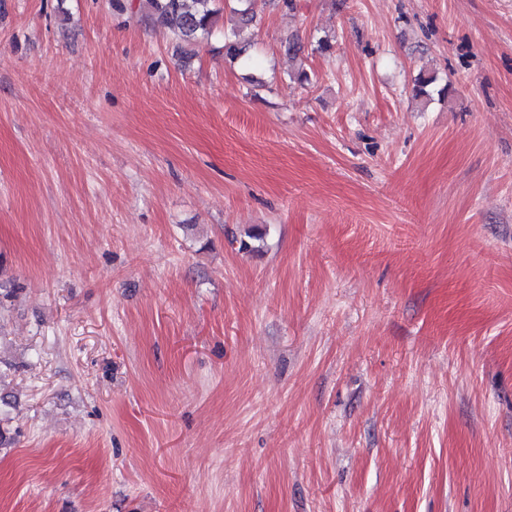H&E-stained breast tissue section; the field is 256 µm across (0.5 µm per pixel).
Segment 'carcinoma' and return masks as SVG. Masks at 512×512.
<instances>
[{"label":"carcinoma","mask_w":512,"mask_h":512,"mask_svg":"<svg viewBox=\"0 0 512 512\" xmlns=\"http://www.w3.org/2000/svg\"><path fill=\"white\" fill-rule=\"evenodd\" d=\"M234 37L224 41V56L241 57L246 51L240 34L259 25L252 11L250 0H227ZM148 19L153 28L169 32L177 38L198 43L209 37L216 22L217 10L213 0H148Z\"/></svg>","instance_id":"1"}]
</instances>
